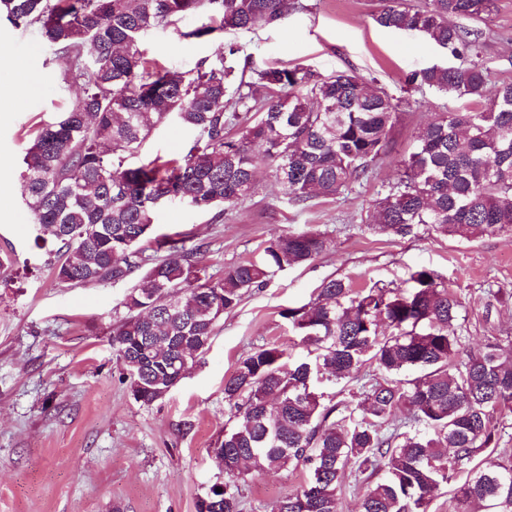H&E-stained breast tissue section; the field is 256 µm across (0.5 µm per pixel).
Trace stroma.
<instances>
[{"mask_svg":"<svg viewBox=\"0 0 512 512\" xmlns=\"http://www.w3.org/2000/svg\"><path fill=\"white\" fill-rule=\"evenodd\" d=\"M304 2L305 11L275 28L227 30L207 42L169 28L141 39L148 59L183 69L229 43L259 70L349 68L377 80L399 103L391 156L367 182L340 196L293 206L273 193L263 167L253 197L225 208L220 221L176 203L161 208L155 235L188 233L206 243L203 264L214 276L259 257L281 231L318 229L333 246L247 292L221 319L191 372L150 405L133 398L109 342L131 281L57 284L46 266L52 245L37 241L22 200L25 146L78 92L66 80L68 62L36 29L0 23V78L19 68L34 80L30 90L0 99V512H197L198 501L226 478L214 453L231 415L225 379L262 345L305 355L283 313L309 303L324 279L396 287L426 267L463 303L453 330L465 350L512 334V305L486 310L494 295L512 293V235L468 241L421 225L401 237L376 233L368 220L372 202L395 182L398 162L413 150L419 127L431 113L460 107L432 89L403 86L406 73L446 64V57L417 37L376 26L377 0ZM485 30L492 82L512 81V0H495ZM190 139L177 122L166 121L137 158H181ZM308 478L301 469L246 474L238 480L240 510L275 512Z\"/></svg>","mask_w":512,"mask_h":512,"instance_id":"obj_1","label":"stroma"}]
</instances>
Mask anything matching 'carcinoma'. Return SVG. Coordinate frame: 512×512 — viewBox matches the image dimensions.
Returning a JSON list of instances; mask_svg holds the SVG:
<instances>
[{"instance_id": "1", "label": "carcinoma", "mask_w": 512, "mask_h": 512, "mask_svg": "<svg viewBox=\"0 0 512 512\" xmlns=\"http://www.w3.org/2000/svg\"><path fill=\"white\" fill-rule=\"evenodd\" d=\"M494 0H378L380 28L416 36L457 66L411 71L406 84L427 86L464 105L432 113L397 182L373 205L380 234L407 236L428 224L465 240L512 234V82L488 90L481 25ZM303 0H0V20L35 27L65 56L79 94L57 121L37 130L23 155V202L60 284L139 280L109 332L135 400L152 404L183 378L184 347L205 353L224 313L270 273L312 262L332 240L320 230L272 236L258 260L199 267L203 243L152 237L169 202L215 211L257 188L258 160L272 187L294 206L334 198L368 179L388 154L398 103L351 70L324 75L302 66L268 68L259 99L239 48L227 44L184 70L150 62L141 38L173 28L202 39L224 30L274 28L304 11ZM188 18L198 20L182 31ZM464 19L466 28L451 23ZM168 119L193 133L183 158L129 163L154 127ZM409 289H355L328 278L317 297L284 317L307 356L274 345L254 348L224 382L235 409L217 449L227 479L207 500L238 512L239 476L306 469L311 481L283 497L277 512H340L341 479L357 467L371 479L359 512H431L435 492L463 474L453 512H512V457L477 462L498 447L499 418L512 413V344L494 337L463 352L448 333L462 302L432 270L410 274ZM385 327L388 333L379 332ZM374 378L351 404L325 399L320 385ZM415 372L412 379H403ZM414 431L384 429L401 405Z\"/></svg>"}]
</instances>
